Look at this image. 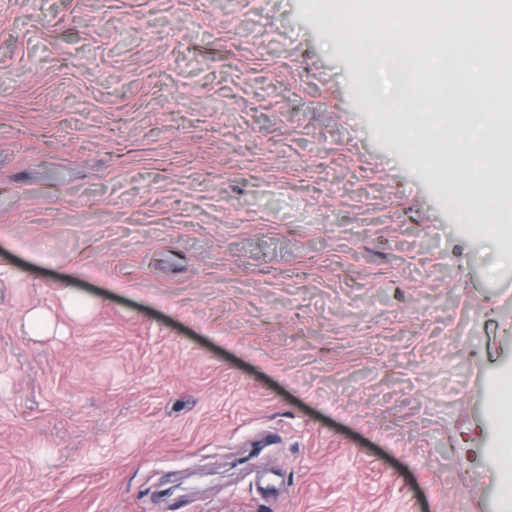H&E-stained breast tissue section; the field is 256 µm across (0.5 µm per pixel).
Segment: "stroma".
Segmentation results:
<instances>
[{
    "instance_id": "stroma-1",
    "label": "stroma",
    "mask_w": 512,
    "mask_h": 512,
    "mask_svg": "<svg viewBox=\"0 0 512 512\" xmlns=\"http://www.w3.org/2000/svg\"><path fill=\"white\" fill-rule=\"evenodd\" d=\"M329 10L0 0V512H512V205ZM465 166L459 163V156L457 152L448 151V155L446 153V157L444 162L440 166L441 172L443 171H454L456 173V179L454 183L458 187L464 188L465 192L461 195H458L456 200L457 209L461 214L467 217H471L474 211V201L477 198H485L489 197L490 199H502L501 195L508 201L512 199V185H511V198H510V184L509 180L503 181L499 186H497V191H490L486 184H483L481 180L472 181V182H464L459 177L464 170ZM454 185V187H455ZM25 326L32 336H51L60 327L56 326L53 316L46 310L35 308L30 310L25 317ZM491 409L497 412L504 407H510L512 401V372L504 371L500 374L498 385L490 397Z\"/></svg>"
}]
</instances>
